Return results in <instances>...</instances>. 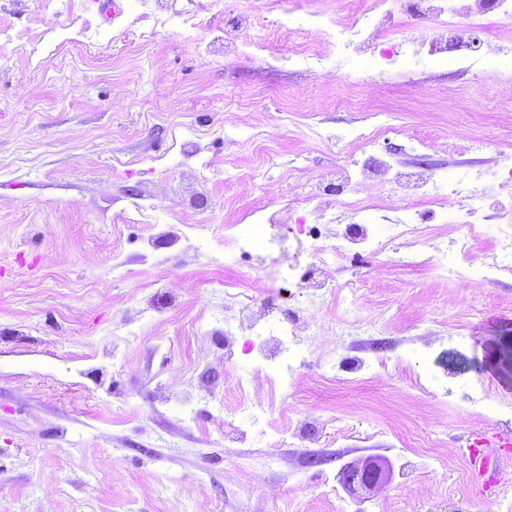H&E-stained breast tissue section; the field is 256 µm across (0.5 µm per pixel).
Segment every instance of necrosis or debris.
I'll list each match as a JSON object with an SVG mask.
<instances>
[{
  "instance_id": "4bbe7bcc",
  "label": "necrosis or debris",
  "mask_w": 512,
  "mask_h": 512,
  "mask_svg": "<svg viewBox=\"0 0 512 512\" xmlns=\"http://www.w3.org/2000/svg\"><path fill=\"white\" fill-rule=\"evenodd\" d=\"M220 0H185L180 11L186 24L218 32L221 41L233 45L249 27L245 16L225 21ZM261 12L272 15V32L287 39L289 63L306 66L315 75L327 74L331 55L312 52L306 40L313 34L337 50L359 51L361 68L370 69L385 60L400 78H408L413 57L423 50L437 55L440 64L455 61L463 70L496 78L512 68L499 37L489 38L485 51H476L470 34L487 29L491 19L512 17V0H469L465 10L449 0H349L331 11L296 12L283 6V0H261ZM386 165L372 162L349 171H336L335 190L339 207L329 206L312 179L297 177L296 203L311 204L313 222L304 233L311 241L315 267L320 273L345 259L347 253L362 246L374 255L403 254L408 264H433L441 276L459 277L477 268L486 279L512 274V200L493 201L491 189L480 178L463 179L455 173L406 172L396 175V183L419 192L415 206L406 208L396 220V232L382 239L379 224L389 207L385 197L369 194L368 186L377 181ZM490 210L498 223V234L488 247L479 249L475 241L480 232L474 225L479 211ZM439 214L433 224L419 222L421 211ZM346 223L342 244L331 241L324 227ZM264 323H251L256 335L265 337L269 359H278L282 345H290L293 355L308 348L305 328L299 318L283 322L273 310H266Z\"/></svg>"
}]
</instances>
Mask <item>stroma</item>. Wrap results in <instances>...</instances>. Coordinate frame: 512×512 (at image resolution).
I'll return each instance as SVG.
<instances>
[{
  "mask_svg": "<svg viewBox=\"0 0 512 512\" xmlns=\"http://www.w3.org/2000/svg\"><path fill=\"white\" fill-rule=\"evenodd\" d=\"M157 34L111 21V42L48 53L56 20L42 0H0V512H337L338 468L369 455L397 463L365 512H501L512 473L483 489L465 460L433 469L429 442L493 435L512 402V278L439 277L352 255L331 278L360 282L351 315L379 321L363 343L334 333L342 309L309 304L297 283L311 264L295 238L297 171L342 165L365 115L393 114L414 143L382 144L399 169L455 163L482 172L512 163L496 137L512 113L500 83L449 68L408 86L361 77L355 54L328 78L289 68L288 44L224 50L206 29L155 11ZM490 137L486 153L471 139ZM267 207L276 237L262 262L229 255L228 225ZM199 241H173L177 223ZM255 295L309 325L312 358L282 393L310 427L276 448L279 416L244 420L235 378L255 374L248 335L225 356L203 319H241L211 289ZM431 370L432 393L413 378ZM483 388L486 407L460 400ZM189 413L181 415L179 403ZM277 451L275 466L263 458Z\"/></svg>",
  "mask_w": 512,
  "mask_h": 512,
  "instance_id": "1",
  "label": "stroma"
}]
</instances>
